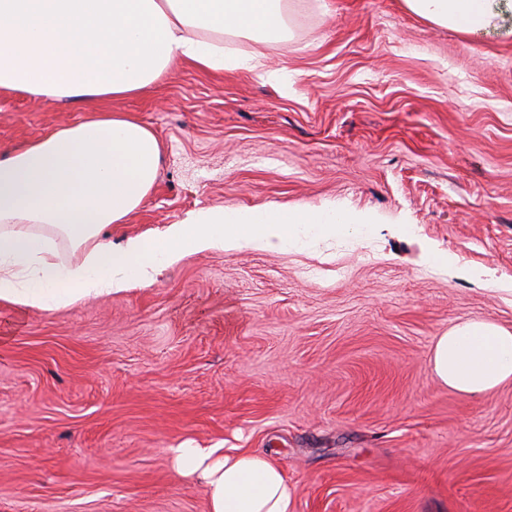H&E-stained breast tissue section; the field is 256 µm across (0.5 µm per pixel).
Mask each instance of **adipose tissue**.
<instances>
[{"instance_id":"adipose-tissue-1","label":"adipose tissue","mask_w":512,"mask_h":512,"mask_svg":"<svg viewBox=\"0 0 512 512\" xmlns=\"http://www.w3.org/2000/svg\"><path fill=\"white\" fill-rule=\"evenodd\" d=\"M420 18L477 34L500 28L512 0H403ZM287 39L288 0H0V89L43 101L87 102L77 121L0 153V300L60 310L149 286L159 261L243 240L278 247L297 225L330 235L359 215L296 208L265 214L202 210L154 237L113 247L104 230L124 223L152 191L162 145L105 99L132 96L170 62L224 66V32ZM65 240L74 260L56 259ZM433 376L466 396L512 381V331L485 318L436 339ZM175 475L198 481L208 512H294L295 488L269 457L231 448H171Z\"/></svg>"}]
</instances>
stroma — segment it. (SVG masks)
I'll return each mask as SVG.
<instances>
[{
    "instance_id": "stroma-1",
    "label": "stroma",
    "mask_w": 512,
    "mask_h": 512,
    "mask_svg": "<svg viewBox=\"0 0 512 512\" xmlns=\"http://www.w3.org/2000/svg\"><path fill=\"white\" fill-rule=\"evenodd\" d=\"M263 69L173 65L110 109L162 142L113 243L203 209L369 213L216 243L60 311L0 301V512H207L170 448L265 454L295 512H512V382L435 379L453 324L512 330V16L469 35L403 0H292ZM82 104L0 90V148Z\"/></svg>"
}]
</instances>
